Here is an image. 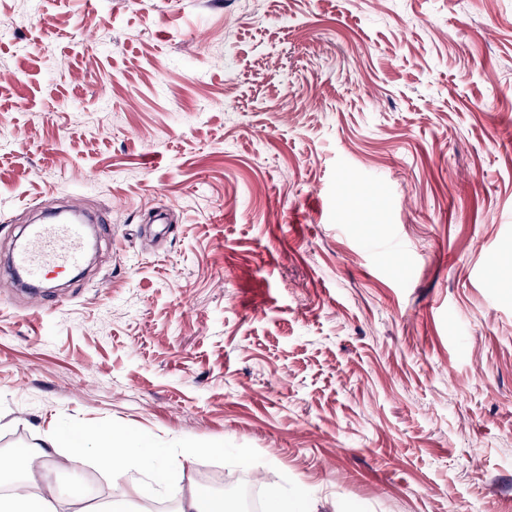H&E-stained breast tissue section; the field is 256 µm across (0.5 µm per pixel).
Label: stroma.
<instances>
[{
  "label": "stroma",
  "mask_w": 512,
  "mask_h": 512,
  "mask_svg": "<svg viewBox=\"0 0 512 512\" xmlns=\"http://www.w3.org/2000/svg\"><path fill=\"white\" fill-rule=\"evenodd\" d=\"M101 212L52 302L0 279V452L126 497L92 427L316 512H512V0H0V252Z\"/></svg>",
  "instance_id": "1"
}]
</instances>
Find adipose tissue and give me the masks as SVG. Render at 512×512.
Wrapping results in <instances>:
<instances>
[{"label": "adipose tissue", "mask_w": 512, "mask_h": 512, "mask_svg": "<svg viewBox=\"0 0 512 512\" xmlns=\"http://www.w3.org/2000/svg\"><path fill=\"white\" fill-rule=\"evenodd\" d=\"M93 450L98 459L109 465L115 479H124L128 464L151 472L152 480L132 487V499L111 502L103 512H135L136 499L148 496L155 485L161 484L163 470L158 465L153 449L132 445L131 433L100 428L81 433L72 444L71 459L80 462L86 450ZM57 451L54 440L16 453L0 454V487H9L8 495H0V512H48V500L14 492L20 482L37 483L46 476V467Z\"/></svg>", "instance_id": "1"}]
</instances>
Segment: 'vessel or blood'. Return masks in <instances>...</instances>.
Instances as JSON below:
<instances>
[{
    "label": "vessel or blood",
    "mask_w": 512,
    "mask_h": 512,
    "mask_svg": "<svg viewBox=\"0 0 512 512\" xmlns=\"http://www.w3.org/2000/svg\"><path fill=\"white\" fill-rule=\"evenodd\" d=\"M87 248L85 223L76 217H53L28 225L0 274L22 279L38 290L50 277L76 270Z\"/></svg>",
    "instance_id": "1"
}]
</instances>
